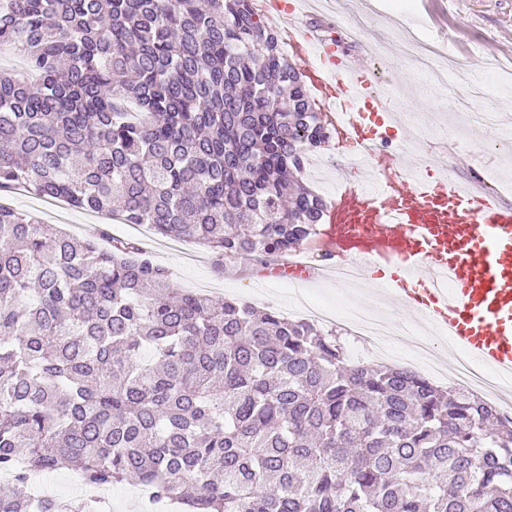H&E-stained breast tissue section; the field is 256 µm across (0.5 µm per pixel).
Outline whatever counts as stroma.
Returning <instances> with one entry per match:
<instances>
[{"instance_id": "obj_1", "label": "stroma", "mask_w": 512, "mask_h": 512, "mask_svg": "<svg viewBox=\"0 0 512 512\" xmlns=\"http://www.w3.org/2000/svg\"><path fill=\"white\" fill-rule=\"evenodd\" d=\"M349 12L322 15L327 32L341 33L345 26L362 25L363 34L348 41L351 55L363 66L392 81L404 105L406 137L420 158L434 155L446 161L448 173L470 178L483 167L497 178L512 199V124L481 125L480 115L512 113V0H348ZM427 13L428 22L417 27L432 45L448 43L450 53L438 59L443 82L426 76L416 61L395 52L378 55L392 33L411 27L412 19ZM0 205L55 224L81 240L108 248L111 238L137 240L154 263L164 267L175 287L213 299L246 302L253 307L285 310L293 297L287 280L268 277L250 263L225 259L190 241L171 240L144 227L123 224L108 217L61 205L24 188L0 190ZM313 297L345 308L384 312L416 339L435 344L444 368H452L457 352L444 340L434 339L423 319H407L401 308L389 303L380 284L351 293L324 280L308 288Z\"/></svg>"}]
</instances>
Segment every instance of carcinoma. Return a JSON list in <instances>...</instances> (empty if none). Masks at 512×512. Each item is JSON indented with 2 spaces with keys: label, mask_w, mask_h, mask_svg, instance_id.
<instances>
[{
  "label": "carcinoma",
  "mask_w": 512,
  "mask_h": 512,
  "mask_svg": "<svg viewBox=\"0 0 512 512\" xmlns=\"http://www.w3.org/2000/svg\"><path fill=\"white\" fill-rule=\"evenodd\" d=\"M2 47L36 80L0 71V188L258 266L322 223L333 131L250 0H0ZM61 466L185 512H512V418L0 206V512H95L25 489ZM336 150H337V153L346 156V154L343 152V149L336 148V137H335V139H332L328 144H326V146L323 149L318 151V152H330V153L324 154L320 157L319 164L325 165V166H335V165L341 164L340 161L338 160L337 155L335 157V154L331 153L334 151L336 152ZM318 152H313L312 154L309 155V158H308L309 164L307 162L303 179H304V183H306V185L310 189H312L314 192H316L320 196H322V198H324V200L326 201L327 205H329L330 199L334 193V192L330 193V186L326 183H319V182L311 179L308 175V166L315 161V158H316L315 154ZM309 159H310V161H309Z\"/></svg>",
  "instance_id": "cac0c4a2"
}]
</instances>
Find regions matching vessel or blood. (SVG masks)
Listing matches in <instances>:
<instances>
[{
	"label": "vessel or blood",
	"mask_w": 512,
	"mask_h": 512,
	"mask_svg": "<svg viewBox=\"0 0 512 512\" xmlns=\"http://www.w3.org/2000/svg\"><path fill=\"white\" fill-rule=\"evenodd\" d=\"M292 49L313 56L311 86L331 106L341 139L372 161L370 183L344 179L328 222L339 256L386 272L390 294L423 315L471 360L512 379V202L476 192L427 161L405 165L389 96L336 43L304 30L287 0H265Z\"/></svg>",
	"instance_id": "obj_1"
}]
</instances>
